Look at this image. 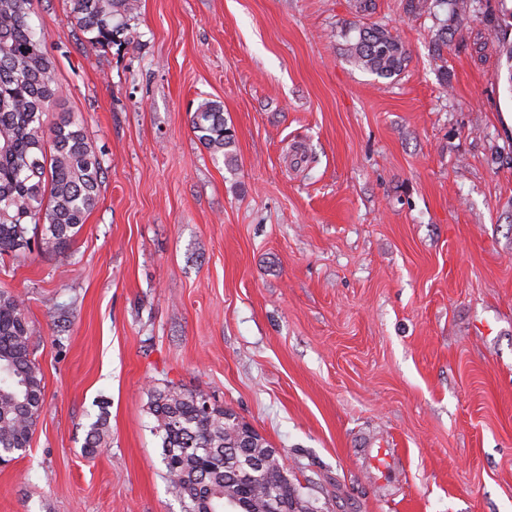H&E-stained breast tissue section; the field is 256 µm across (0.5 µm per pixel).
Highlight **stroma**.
Instances as JSON below:
<instances>
[{
	"mask_svg": "<svg viewBox=\"0 0 512 512\" xmlns=\"http://www.w3.org/2000/svg\"><path fill=\"white\" fill-rule=\"evenodd\" d=\"M32 9L106 174L70 261L0 256L44 381L0 512H181L147 410L168 384L249 423L320 512H512V0H141L109 48L70 0ZM371 25L398 76L347 56ZM204 101L232 164L192 131ZM410 0L409 7L413 13L421 14L422 12L431 11L436 7H446L450 17L459 15L465 11L467 4L464 0ZM346 51L355 64L383 79L398 75L408 58L402 40L377 25L359 30L357 38L349 42Z\"/></svg>",
	"mask_w": 512,
	"mask_h": 512,
	"instance_id": "1",
	"label": "stroma"
}]
</instances>
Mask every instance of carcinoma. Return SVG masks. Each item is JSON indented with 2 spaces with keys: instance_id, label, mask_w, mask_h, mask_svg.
Here are the masks:
<instances>
[{
  "instance_id": "cac0c4a2",
  "label": "carcinoma",
  "mask_w": 512,
  "mask_h": 512,
  "mask_svg": "<svg viewBox=\"0 0 512 512\" xmlns=\"http://www.w3.org/2000/svg\"><path fill=\"white\" fill-rule=\"evenodd\" d=\"M68 20L91 40L109 46L127 29L137 0H70ZM420 14L445 7L454 17L465 0H410ZM349 58L383 79L407 62L402 40L373 25L359 30L347 46ZM55 63L31 21L30 0H0V254L37 251L68 256L73 239L99 202L102 159L84 125L69 115L49 119L61 96ZM198 141L227 163L234 144L222 105L207 101L192 117ZM33 331L19 296L0 291V464L29 447L34 420L44 401L42 373L33 359ZM153 432L161 439L169 489L183 512H224L237 501L239 512H264L278 494L302 502L303 486L288 480L275 450L230 409L197 389L167 387L150 393ZM107 419L91 424L84 448L89 455L105 442ZM262 463L250 481L245 466Z\"/></svg>"
}]
</instances>
